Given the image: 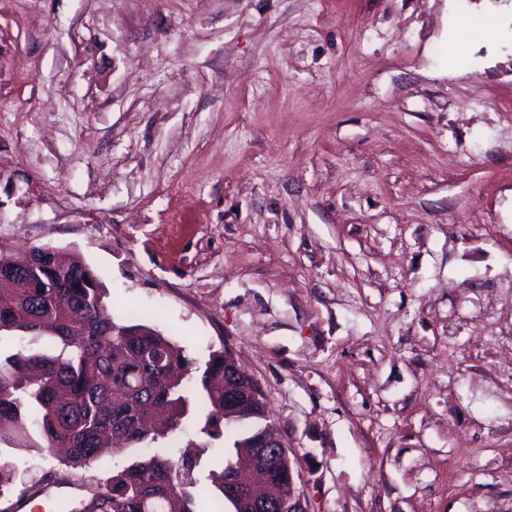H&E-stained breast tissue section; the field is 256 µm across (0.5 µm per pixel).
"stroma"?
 Returning a JSON list of instances; mask_svg holds the SVG:
<instances>
[{
    "label": "stroma",
    "instance_id": "1",
    "mask_svg": "<svg viewBox=\"0 0 512 512\" xmlns=\"http://www.w3.org/2000/svg\"><path fill=\"white\" fill-rule=\"evenodd\" d=\"M38 244L230 350L308 512H512V0H0V248Z\"/></svg>",
    "mask_w": 512,
    "mask_h": 512
}]
</instances>
